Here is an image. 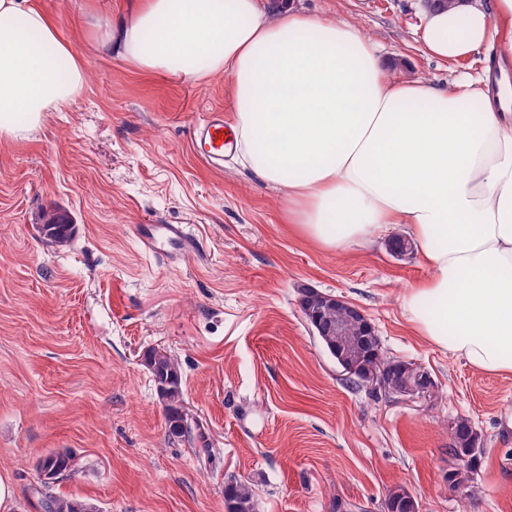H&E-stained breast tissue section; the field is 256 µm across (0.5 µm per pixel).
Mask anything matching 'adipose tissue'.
<instances>
[{"mask_svg":"<svg viewBox=\"0 0 512 512\" xmlns=\"http://www.w3.org/2000/svg\"><path fill=\"white\" fill-rule=\"evenodd\" d=\"M95 47L174 81L229 77L236 150L296 231L329 249L404 225L429 276L402 307L415 332L487 374L512 373V101L482 78L390 75L359 30L295 0H141L95 18ZM512 54V0L426 10L429 57ZM87 61L29 0H0V138L84 90Z\"/></svg>","mask_w":512,"mask_h":512,"instance_id":"1","label":"adipose tissue"}]
</instances>
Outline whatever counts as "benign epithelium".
Listing matches in <instances>:
<instances>
[{
    "instance_id": "benign-epithelium-1",
    "label": "benign epithelium",
    "mask_w": 512,
    "mask_h": 512,
    "mask_svg": "<svg viewBox=\"0 0 512 512\" xmlns=\"http://www.w3.org/2000/svg\"><path fill=\"white\" fill-rule=\"evenodd\" d=\"M299 304L320 336H343L348 327L355 328L357 341L367 351V357L346 366L347 376H355L385 394H431L433 380L427 371L405 362L390 364L382 358L376 328L359 306L335 295H320L310 287L304 289Z\"/></svg>"
}]
</instances>
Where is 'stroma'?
Listing matches in <instances>:
<instances>
[{
    "label": "stroma",
    "instance_id": "1",
    "mask_svg": "<svg viewBox=\"0 0 512 512\" xmlns=\"http://www.w3.org/2000/svg\"><path fill=\"white\" fill-rule=\"evenodd\" d=\"M140 0H30L86 56L85 88L19 140L0 138V474L12 512H41L39 459L72 452L57 494L97 512H226L224 477L251 483L257 512H384L402 487L422 512H512V374L487 375L418 336L401 298L426 279L419 253L394 258L389 229L326 249L288 224L278 191L229 156L215 169L191 150L207 113L233 121L219 74L173 81L91 48L92 14ZM354 25L405 79L436 84L488 69L424 54L421 0H302ZM75 225L60 248L43 212ZM144 224H185L195 255L146 252ZM310 286L357 304L385 358L417 364L432 397L348 386L298 304ZM180 365L186 412L210 454L169 442L145 351ZM468 418L484 452L463 487L448 482L449 427Z\"/></svg>",
    "mask_w": 512,
    "mask_h": 512
}]
</instances>
